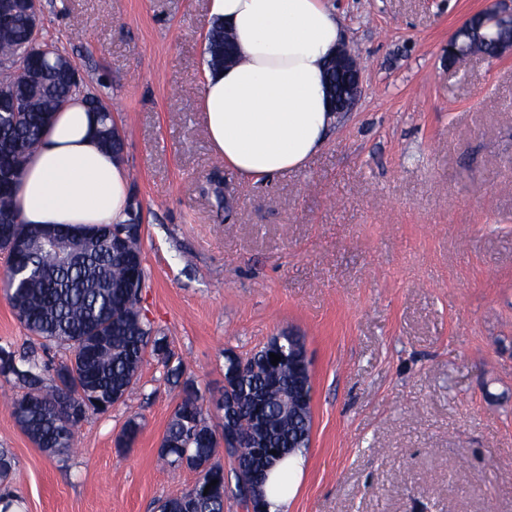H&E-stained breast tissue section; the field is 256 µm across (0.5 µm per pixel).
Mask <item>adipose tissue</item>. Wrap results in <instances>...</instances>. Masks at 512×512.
Here are the masks:
<instances>
[{
  "instance_id": "adipose-tissue-1",
  "label": "adipose tissue",
  "mask_w": 512,
  "mask_h": 512,
  "mask_svg": "<svg viewBox=\"0 0 512 512\" xmlns=\"http://www.w3.org/2000/svg\"><path fill=\"white\" fill-rule=\"evenodd\" d=\"M210 19L234 36L236 64L206 70L199 106L225 167L245 181L295 172L323 148L337 121L325 67L344 39L328 0H207ZM129 180L122 158L103 150L83 94L73 95L24 162L13 206L21 223L122 224ZM306 460L296 454L269 476L267 512H288Z\"/></svg>"
}]
</instances>
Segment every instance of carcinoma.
<instances>
[{
  "mask_svg": "<svg viewBox=\"0 0 512 512\" xmlns=\"http://www.w3.org/2000/svg\"><path fill=\"white\" fill-rule=\"evenodd\" d=\"M8 37L0 38V61L20 63L16 70L0 66V87L15 92L21 101L16 112H0V164L14 170L0 182V213L12 207V189L21 175L25 158L39 143L49 116L80 91L71 60L53 45L39 40L26 8L16 0ZM234 54L229 33L216 24L207 35V65L224 67V54ZM89 110L96 115L95 133L107 149L120 154L124 142L116 130L112 112L104 100L86 94ZM74 236H99L104 244L95 255L75 266L64 265L41 251L22 260L8 258L5 291L12 308L22 312L21 324L43 340V346L65 347L68 361L55 368L25 360L11 371L15 383L28 389L14 399L9 411L16 424L37 447L54 455H66L74 447L75 430L90 411L103 412L125 399L139 381L146 355L167 367V376L179 379L180 367H169L171 351L167 338L154 329L142 313L141 291L146 281L140 235L126 240L124 250L112 249L105 225L69 227ZM288 347L287 339L273 337L260 350L242 361L225 356L226 393L237 401L235 426L239 447L230 449L235 462L252 459V444L264 442L275 454L266 462H278L307 447L310 433V396H302L306 377L283 358L271 364L269 354L276 343ZM294 391L300 405L283 408L282 396ZM265 397L263 420H254L249 396ZM141 423L125 424L117 444L129 447ZM220 446L208 422L204 398L191 380L183 383L180 402L165 430L159 461L176 469L183 465L196 471L197 482L209 495L187 491L168 497L158 512H224V468L214 461Z\"/></svg>",
  "mask_w": 512,
  "mask_h": 512,
  "instance_id": "cac0c4a2",
  "label": "carcinoma"
}]
</instances>
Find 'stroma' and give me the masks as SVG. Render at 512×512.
Instances as JSON below:
<instances>
[{
	"label": "stroma",
	"mask_w": 512,
	"mask_h": 512,
	"mask_svg": "<svg viewBox=\"0 0 512 512\" xmlns=\"http://www.w3.org/2000/svg\"><path fill=\"white\" fill-rule=\"evenodd\" d=\"M202 0H40L39 36L104 92L125 142L140 306L206 402L224 354L302 336L307 464L289 512H512V55L448 63L488 0H330L363 94L306 168L250 184L216 157L198 96ZM0 350L52 366L0 288ZM0 492L19 512H156L196 472L162 468L180 400L147 357L135 389L51 455L7 408ZM141 432L117 439L129 419Z\"/></svg>",
	"instance_id": "obj_1"
}]
</instances>
